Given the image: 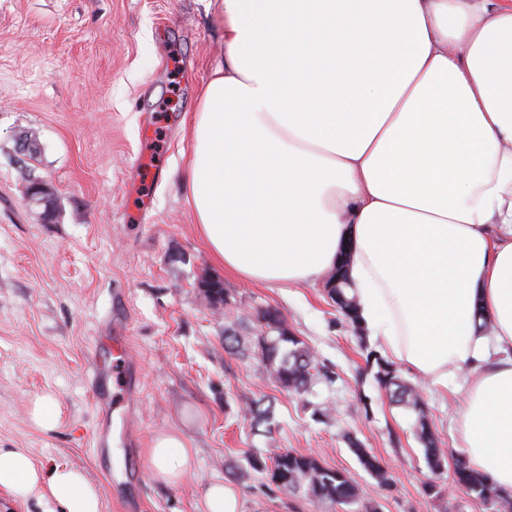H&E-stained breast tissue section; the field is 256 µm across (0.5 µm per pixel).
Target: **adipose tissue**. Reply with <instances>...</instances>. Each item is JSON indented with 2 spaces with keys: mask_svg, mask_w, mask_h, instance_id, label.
<instances>
[{
  "mask_svg": "<svg viewBox=\"0 0 512 512\" xmlns=\"http://www.w3.org/2000/svg\"><path fill=\"white\" fill-rule=\"evenodd\" d=\"M223 5L187 170L210 256L281 288L349 250L364 330L432 386L464 376L458 446L512 496V0ZM150 458L168 484L192 470L177 431ZM0 486L101 512L83 473L21 448H0Z\"/></svg>",
  "mask_w": 512,
  "mask_h": 512,
  "instance_id": "obj_1",
  "label": "adipose tissue"
}]
</instances>
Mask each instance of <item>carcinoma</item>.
Here are the masks:
<instances>
[{"instance_id": "carcinoma-1", "label": "carcinoma", "mask_w": 512, "mask_h": 512, "mask_svg": "<svg viewBox=\"0 0 512 512\" xmlns=\"http://www.w3.org/2000/svg\"><path fill=\"white\" fill-rule=\"evenodd\" d=\"M334 303L354 330L362 332L355 299L347 294L346 286L336 289ZM260 319L257 348L268 378L276 387L288 393H308L317 377L332 380L329 372L318 368L312 348L288 328L279 311L267 309L262 312ZM366 364L376 368V381L392 402L417 413L416 434L431 474L427 482V493L439 494L447 454L428 421L426 402L394 363L370 351L366 356ZM247 413L256 424H269L273 407H264L259 400L253 401L247 405ZM349 447L360 465L381 486H390L388 473L376 457L370 455L353 438L349 439ZM248 463L251 469L266 475L268 482L280 490L302 487L318 500L345 505L356 503L359 497V486L347 470L325 467L312 455L286 450L267 459L253 454ZM454 481L476 498L496 508V512H509L512 509V500L502 495L487 476L473 470L465 460L457 461Z\"/></svg>"}]
</instances>
